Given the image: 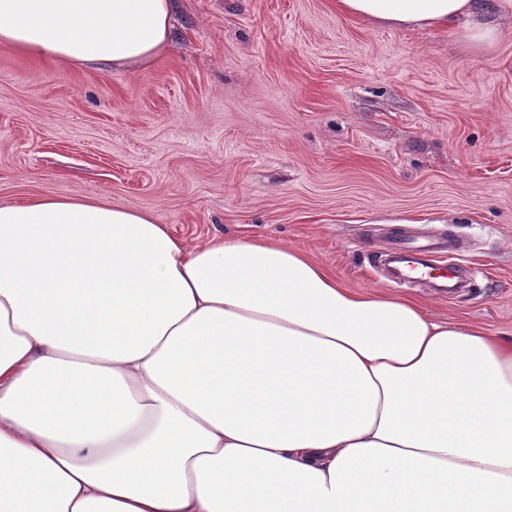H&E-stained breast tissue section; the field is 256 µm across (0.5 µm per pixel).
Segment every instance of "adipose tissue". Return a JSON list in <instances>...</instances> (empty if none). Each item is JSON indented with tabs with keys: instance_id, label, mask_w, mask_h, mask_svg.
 <instances>
[{
	"instance_id": "obj_1",
	"label": "adipose tissue",
	"mask_w": 512,
	"mask_h": 512,
	"mask_svg": "<svg viewBox=\"0 0 512 512\" xmlns=\"http://www.w3.org/2000/svg\"><path fill=\"white\" fill-rule=\"evenodd\" d=\"M478 8L336 0L483 46ZM171 39V0H0V46L75 67ZM0 512H512V340L270 240L0 204Z\"/></svg>"
}]
</instances>
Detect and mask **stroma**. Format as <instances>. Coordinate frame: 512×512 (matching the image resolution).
I'll list each match as a JSON object with an SVG mask.
<instances>
[{
  "label": "stroma",
  "instance_id": "35a3bbf8",
  "mask_svg": "<svg viewBox=\"0 0 512 512\" xmlns=\"http://www.w3.org/2000/svg\"><path fill=\"white\" fill-rule=\"evenodd\" d=\"M479 19L499 35L472 48L334 0H175L145 69L0 47V203L88 195L190 243L278 241L387 293L372 257L406 218L455 234L470 286L402 296L512 339V19Z\"/></svg>",
  "mask_w": 512,
  "mask_h": 512
}]
</instances>
